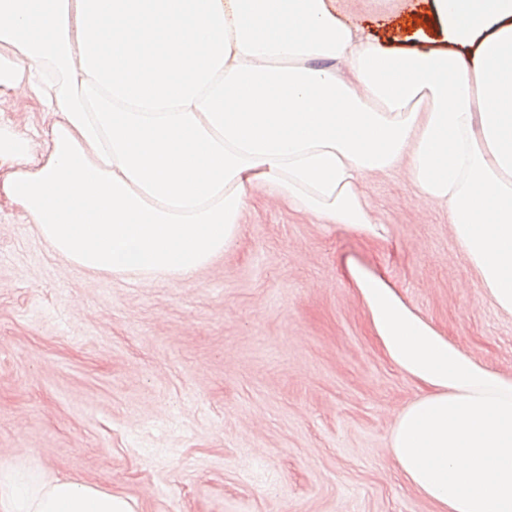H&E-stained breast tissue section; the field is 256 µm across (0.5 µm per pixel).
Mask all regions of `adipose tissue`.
Masks as SVG:
<instances>
[{"instance_id": "adipose-tissue-1", "label": "adipose tissue", "mask_w": 512, "mask_h": 512, "mask_svg": "<svg viewBox=\"0 0 512 512\" xmlns=\"http://www.w3.org/2000/svg\"><path fill=\"white\" fill-rule=\"evenodd\" d=\"M431 12L439 48L358 34L327 0H0V97L54 118L40 154L0 122V194L72 264L185 278L233 246L257 188L378 236L363 185L401 169L512 317V0ZM344 266L382 351L422 390L389 438L405 481L436 512H512V377L380 272ZM0 512L137 508L0 461Z\"/></svg>"}]
</instances>
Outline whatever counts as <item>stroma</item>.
Here are the masks:
<instances>
[{
  "instance_id": "obj_1",
  "label": "stroma",
  "mask_w": 512,
  "mask_h": 512,
  "mask_svg": "<svg viewBox=\"0 0 512 512\" xmlns=\"http://www.w3.org/2000/svg\"><path fill=\"white\" fill-rule=\"evenodd\" d=\"M405 42L428 0H328ZM0 121L47 148L23 98ZM369 240L253 191L235 246L193 277L143 281L59 257L0 198V460L86 481L138 512H433L389 448L420 393L372 336L352 258L470 356L512 376V317L481 295L447 214L404 171L368 179Z\"/></svg>"
}]
</instances>
